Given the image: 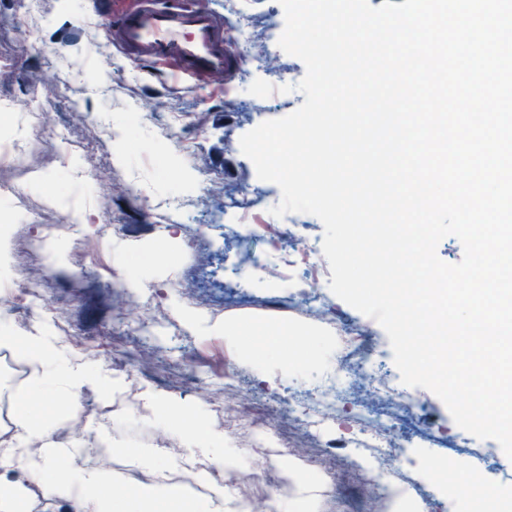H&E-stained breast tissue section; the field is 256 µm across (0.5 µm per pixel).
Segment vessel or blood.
Returning <instances> with one entry per match:
<instances>
[{
	"instance_id": "vessel-or-blood-1",
	"label": "vessel or blood",
	"mask_w": 512,
	"mask_h": 512,
	"mask_svg": "<svg viewBox=\"0 0 512 512\" xmlns=\"http://www.w3.org/2000/svg\"><path fill=\"white\" fill-rule=\"evenodd\" d=\"M112 35L134 55L177 58L180 67L170 76L174 83L196 81L205 73L230 71L237 65L213 18L188 11L176 0H138L135 10L118 20Z\"/></svg>"
}]
</instances>
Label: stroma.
<instances>
[{"label": "stroma", "mask_w": 512, "mask_h": 512, "mask_svg": "<svg viewBox=\"0 0 512 512\" xmlns=\"http://www.w3.org/2000/svg\"><path fill=\"white\" fill-rule=\"evenodd\" d=\"M113 0H38L34 9L0 0V133L28 134L30 89L58 94L47 110L49 128L66 130L65 140H35L10 168L0 169V209L11 211L8 256L0 260V313L15 335H30L38 320L25 315L30 283L45 300L65 295L60 320L75 334L70 355L110 374L117 387L85 388L86 431L112 450V474L124 485L137 467V454L162 449L166 460L181 459L185 445L176 432L131 413L121 404L153 395L200 409L206 426L247 421L269 427L271 445L252 448L247 438L227 440L239 454L238 474L259 473L284 480L286 460L306 463L308 477L324 485L318 512H331L333 490L327 474L341 464L323 442L358 429V411L348 404L323 420L318 437L290 429L288 393L335 377L341 335L337 314L362 320L361 312L330 289L332 273L323 253L319 218L294 213L300 225L304 263L291 271V287L272 286L265 273L237 262L239 248L277 257L287 241L274 232L224 238L236 216L224 199L249 198L250 221L275 223L270 210L281 200L277 184L259 181L240 150L241 137L260 123L285 117L305 100L295 91L304 63L284 52L278 40L285 26L279 0H238L257 31L255 50L270 64L250 73L211 72L192 88L174 87L176 65H146L112 37ZM287 73L289 93L277 90L276 71ZM181 198L176 225L154 219V204ZM108 224L110 237L86 253L84 228ZM321 300L322 318L300 310ZM131 303L118 313L117 306ZM160 335H147L154 322ZM238 322L245 333L228 336L224 325ZM306 326L318 333L315 349L301 351L291 337L278 351H259L260 331ZM31 368L22 354L0 348V388L10 402L29 393ZM418 404L421 438L404 449L402 467L433 471L426 491H403L424 512H470L449 481L448 465L460 459L456 442L473 450L468 462L501 492L498 512H512V459L492 439H480L454 422L431 391L411 390Z\"/></svg>", "instance_id": "1"}]
</instances>
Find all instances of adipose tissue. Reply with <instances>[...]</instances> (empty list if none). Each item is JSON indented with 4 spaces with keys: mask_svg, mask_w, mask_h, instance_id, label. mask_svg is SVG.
Segmentation results:
<instances>
[{
    "mask_svg": "<svg viewBox=\"0 0 512 512\" xmlns=\"http://www.w3.org/2000/svg\"><path fill=\"white\" fill-rule=\"evenodd\" d=\"M0 347L17 350L28 358L33 397L44 398L48 403L77 406L81 388L98 380L89 363L66 358L60 344L48 336H17L0 322ZM145 407L162 412L168 427L182 435L194 455L206 458L208 465L199 470L200 479L209 480L210 467L235 466V452L220 453L215 448L217 442L223 441V433L208 429L193 413L153 396L148 397ZM56 426L54 415L46 408L34 407L31 399L19 401L13 434L8 441L0 442V471L19 470L25 478L0 481V512H17L20 501L28 499L33 483L41 486L46 497L72 504L75 512H142L148 505L154 506L155 512H168L169 507L183 500L181 487L164 483L108 496L114 482L111 473L83 467V450L79 445L63 447L52 442L50 435ZM34 441L40 444L35 452L29 448Z\"/></svg>",
    "mask_w": 512,
    "mask_h": 512,
    "instance_id": "1",
    "label": "adipose tissue"
}]
</instances>
